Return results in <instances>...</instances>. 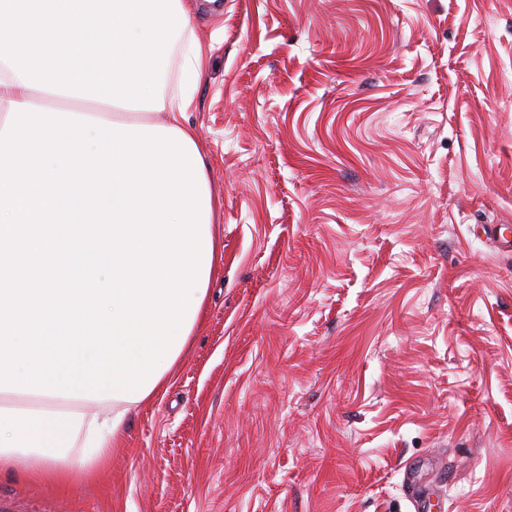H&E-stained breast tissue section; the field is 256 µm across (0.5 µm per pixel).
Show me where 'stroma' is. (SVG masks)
Segmentation results:
<instances>
[{"mask_svg": "<svg viewBox=\"0 0 512 512\" xmlns=\"http://www.w3.org/2000/svg\"><path fill=\"white\" fill-rule=\"evenodd\" d=\"M223 231L95 477L0 512H512V0H191Z\"/></svg>", "mask_w": 512, "mask_h": 512, "instance_id": "obj_1", "label": "stroma"}]
</instances>
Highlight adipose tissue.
Listing matches in <instances>:
<instances>
[{
  "mask_svg": "<svg viewBox=\"0 0 512 512\" xmlns=\"http://www.w3.org/2000/svg\"><path fill=\"white\" fill-rule=\"evenodd\" d=\"M180 42L185 83L163 96V60ZM204 54L184 0H0V126L12 103L46 98L105 106L102 118L143 125L164 113L165 127L196 138L185 112ZM85 399L60 409L50 396L0 392V467L66 481L73 468L92 475L123 444L134 403Z\"/></svg>",
  "mask_w": 512,
  "mask_h": 512,
  "instance_id": "ef3b65f1",
  "label": "adipose tissue"
}]
</instances>
